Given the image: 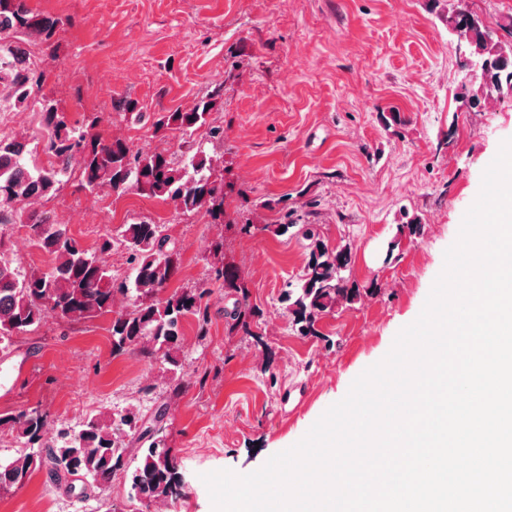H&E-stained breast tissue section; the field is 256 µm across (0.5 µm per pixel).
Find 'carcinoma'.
Listing matches in <instances>:
<instances>
[{
  "label": "carcinoma",
  "mask_w": 512,
  "mask_h": 512,
  "mask_svg": "<svg viewBox=\"0 0 512 512\" xmlns=\"http://www.w3.org/2000/svg\"><path fill=\"white\" fill-rule=\"evenodd\" d=\"M464 9L462 0H457L448 4L446 16L455 18L474 52L485 58L499 53L495 30L484 23L471 26L463 17ZM59 25L58 17L32 12L25 0H0L1 41L23 36L50 44ZM42 78L30 66L16 69L7 46L0 45V80L9 82L15 102L25 103ZM211 107V100H202L188 112L167 113L157 125L188 137L204 129L209 138L219 141L223 131L209 125ZM42 122L49 132L42 152L55 159L46 167L28 168L23 163L25 145L0 135V224L25 219L36 244L52 256L48 271L22 275L0 254V345L9 346L13 337L36 330L49 315L86 321L110 314L112 352L146 354L161 363L162 379H178L184 369L183 322L197 317L200 334H205L207 315L202 303L207 290L167 292L179 262L168 248L169 237L162 226L149 221L121 225L119 234L135 272L130 282L112 275L107 264L112 236H104L96 248L88 249L66 227L36 213L25 216L14 204L35 201L57 190L77 165L91 190L107 186L124 193L135 189L173 204L183 215L204 212L217 220L224 216V176L215 173L213 159L194 150L192 141L187 148L192 156L179 166L163 150L145 152L121 138L105 143L89 132L97 120L85 126L73 123L68 113L50 102L42 105ZM300 231L310 241L309 260L298 284H288L280 303L296 335L317 336L316 324L322 316L364 296H376L381 288L374 281L360 287L343 276L352 263L348 247H328L314 224H304ZM212 280L224 291L241 295L229 316L228 335L254 336L251 324L261 311L250 305L237 267L230 263L214 267ZM119 295L129 299L131 309L115 310ZM46 422L47 416L37 411L0 417V424L9 425L21 445L15 456L0 461V492L24 488L33 471L43 466L59 483L81 473L92 483L108 486L125 467L132 446L145 444L142 462L131 474L136 499L157 512L179 496L183 481L170 453L161 439L140 425L137 414L117 413L107 420L90 417L78 430L60 431L52 445L41 443Z\"/></svg>",
  "instance_id": "1"
}]
</instances>
